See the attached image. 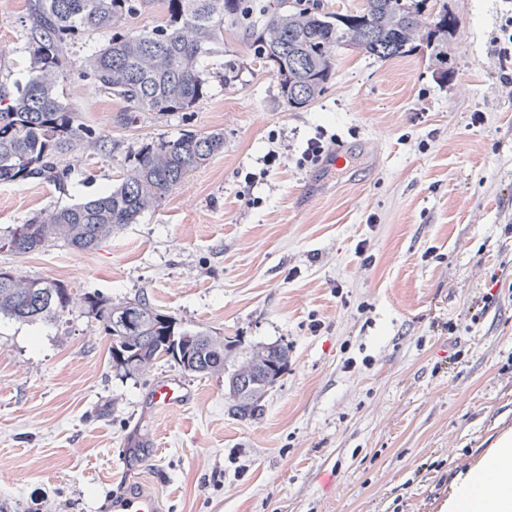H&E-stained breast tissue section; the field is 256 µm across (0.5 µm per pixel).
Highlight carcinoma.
<instances>
[{
    "label": "carcinoma",
    "mask_w": 512,
    "mask_h": 512,
    "mask_svg": "<svg viewBox=\"0 0 512 512\" xmlns=\"http://www.w3.org/2000/svg\"><path fill=\"white\" fill-rule=\"evenodd\" d=\"M158 1L162 23L130 26ZM432 10L436 17L423 32V45L416 30ZM22 23L28 79L10 85L0 68V183L38 180L61 189L68 178L63 157L105 144L59 90L71 70L73 46L87 33L102 32L106 39L85 59L81 77L99 94L125 103L117 123L129 126L145 112L193 109L208 91L203 57L225 55L224 80L234 78L238 57L226 46V35L272 74L288 109L300 110L328 91L341 45L379 61L412 56L426 46L440 64L439 78L448 79V42L459 21L438 0H363L345 13L325 11L320 0H28ZM222 152V131L148 139L130 154L116 187L33 215L0 234V250L26 255L60 243L94 249L160 206ZM74 297L64 284L0 267V316L55 322L74 308ZM80 307L109 337L112 367L123 376L143 375L162 359L201 379L223 377L231 384L243 371L257 377L229 401L228 412L241 420L263 412L267 395L288 370V346L282 344L255 346L237 368H229L234 341L205 328H185L143 297L114 302L83 293Z\"/></svg>",
    "instance_id": "obj_1"
}]
</instances>
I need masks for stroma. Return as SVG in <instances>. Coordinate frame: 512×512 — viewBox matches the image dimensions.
<instances>
[{
	"instance_id": "stroma-1",
	"label": "stroma",
	"mask_w": 512,
	"mask_h": 512,
	"mask_svg": "<svg viewBox=\"0 0 512 512\" xmlns=\"http://www.w3.org/2000/svg\"><path fill=\"white\" fill-rule=\"evenodd\" d=\"M447 2L459 20L447 81L430 50L380 62L342 46L329 90L296 111L253 64L225 85L220 54L201 60L210 93L193 111L122 127V102L79 75L104 34L76 44L63 92L111 151L66 156L63 192L0 183V233L110 189L145 139L220 130L224 151L96 249L0 251V267L143 296L237 339L238 358L287 344L288 371L241 421L223 379L164 362L113 372L108 336L81 309L0 317V512H99L131 479L162 512H446L453 484L512 434V94L496 55L512 0ZM27 7L0 0L13 82L28 77ZM321 127L347 165L299 166ZM271 149L281 166L244 190ZM178 376L191 403L154 413L153 387Z\"/></svg>"
}]
</instances>
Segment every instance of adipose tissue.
<instances>
[{"label": "adipose tissue", "instance_id": "adipose-tissue-1", "mask_svg": "<svg viewBox=\"0 0 512 512\" xmlns=\"http://www.w3.org/2000/svg\"><path fill=\"white\" fill-rule=\"evenodd\" d=\"M448 512H512V435L452 488Z\"/></svg>", "mask_w": 512, "mask_h": 512}]
</instances>
